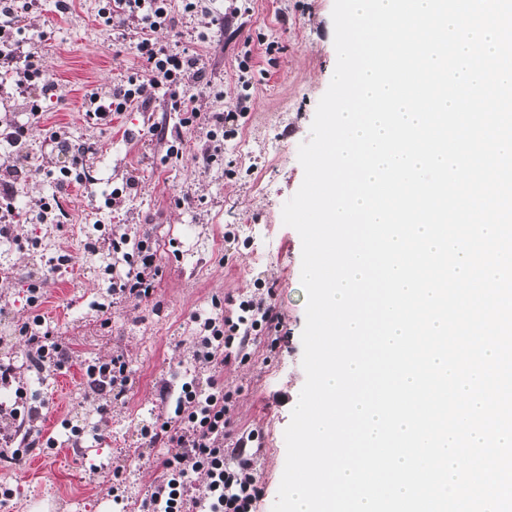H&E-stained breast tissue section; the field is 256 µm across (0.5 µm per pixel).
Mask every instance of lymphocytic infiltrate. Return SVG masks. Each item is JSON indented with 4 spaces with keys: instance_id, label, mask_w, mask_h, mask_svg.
Returning <instances> with one entry per match:
<instances>
[{
    "instance_id": "obj_1",
    "label": "lymphocytic infiltrate",
    "mask_w": 512,
    "mask_h": 512,
    "mask_svg": "<svg viewBox=\"0 0 512 512\" xmlns=\"http://www.w3.org/2000/svg\"><path fill=\"white\" fill-rule=\"evenodd\" d=\"M38 0H0V83L13 82L24 88L43 77V69L34 52L25 50L16 32L25 13L38 9ZM105 21L125 27L138 25L140 37L135 45L141 62L136 75L117 84L108 99L91 95L86 109L89 119L105 121L110 112H122L132 105H149L159 94L179 112L183 126L204 124L231 136L236 132L245 107L228 112H200L195 105L193 87L201 85L204 67L198 54L190 49L174 50L155 40L164 29L173 40H181L171 14L169 0H106L102 11ZM112 251L123 254L128 265L124 277L112 283L113 293L139 300L150 298L161 273L155 251L147 241L129 247L127 237L113 240ZM238 320L209 317L194 352L205 364H217L219 358H232L234 351L247 347L256 328H278L282 314L273 304L243 301ZM232 399L215 380L206 387L188 383L183 388L172 416L148 430L150 444L163 447L160 462L163 478L155 486L147 503L148 512H253L262 496L251 476L253 455L238 446L236 462H224V429L228 424L227 406ZM206 476L203 488H194V474Z\"/></svg>"
}]
</instances>
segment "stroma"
I'll use <instances>...</instances> for the list:
<instances>
[{
    "label": "stroma",
    "mask_w": 512,
    "mask_h": 512,
    "mask_svg": "<svg viewBox=\"0 0 512 512\" xmlns=\"http://www.w3.org/2000/svg\"><path fill=\"white\" fill-rule=\"evenodd\" d=\"M334 0H202V11L171 7L182 46L199 53L210 79L196 105L220 112L246 101L237 136L224 145V163L202 167L194 155L210 145L205 131L180 127L163 97L149 107L113 113L104 123L85 116L90 94L139 69L133 51L115 53L101 0H73L65 13L50 0L24 15L30 45L51 83L32 97L0 85V118L20 122L32 101L43 108L16 161L0 138V176L13 167L19 242L0 246V360L15 367L0 406L24 405L35 414L28 428L38 448L0 456V486L12 489L0 512H142L161 478L158 448L142 430L152 426L164 400H175L198 373L193 340L199 318L233 295L270 297L283 315L276 348L258 339L245 362L226 364L218 380L233 393L225 446L247 442L256 455L253 475L264 494L255 512H272L286 458L284 431L304 386L301 333L302 242L284 225L282 208L303 181L298 160L320 98L336 65ZM276 50H268L270 42ZM61 132L71 145H92L85 162L93 178H53L65 158L45 137ZM183 138L190 153L165 162L170 141ZM53 214H42L43 205ZM54 232L55 273L29 303L31 271L39 264L33 243ZM129 233L155 242L162 274L150 299H116L111 237ZM43 319L66 348L62 369L33 367L17 324ZM123 356L131 383L120 398L92 395L88 365Z\"/></svg>",
    "instance_id": "35a3bbf8"
}]
</instances>
